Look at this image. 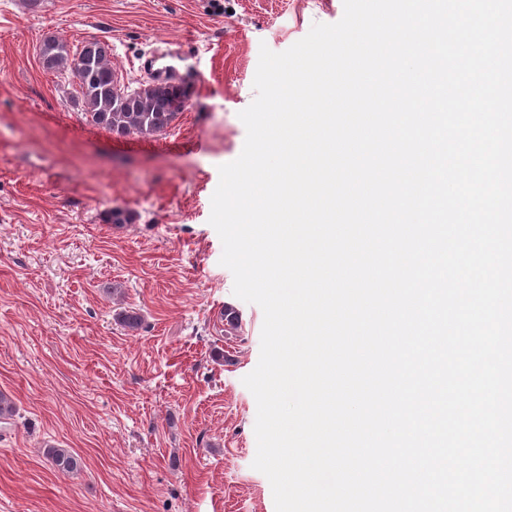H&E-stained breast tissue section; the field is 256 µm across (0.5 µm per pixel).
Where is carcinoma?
<instances>
[{"instance_id":"carcinoma-1","label":"carcinoma","mask_w":512,"mask_h":512,"mask_svg":"<svg viewBox=\"0 0 512 512\" xmlns=\"http://www.w3.org/2000/svg\"><path fill=\"white\" fill-rule=\"evenodd\" d=\"M40 55L47 70L66 71L75 78L85 120L118 137L164 133L187 96L182 86L171 83L120 87L109 60V46L95 38L83 40L72 51L66 42L47 36L41 42ZM47 457L55 469L67 475L83 468L81 458L68 448H50Z\"/></svg>"}]
</instances>
